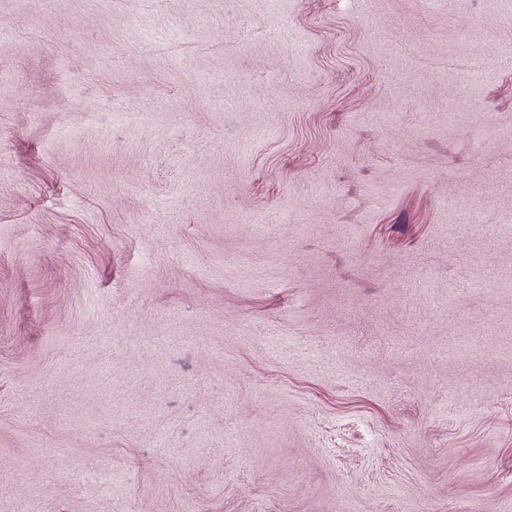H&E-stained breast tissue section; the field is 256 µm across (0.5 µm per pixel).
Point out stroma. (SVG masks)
I'll return each mask as SVG.
<instances>
[{"label":"stroma","instance_id":"1","mask_svg":"<svg viewBox=\"0 0 512 512\" xmlns=\"http://www.w3.org/2000/svg\"><path fill=\"white\" fill-rule=\"evenodd\" d=\"M0 512H512V0H0Z\"/></svg>","mask_w":512,"mask_h":512}]
</instances>
